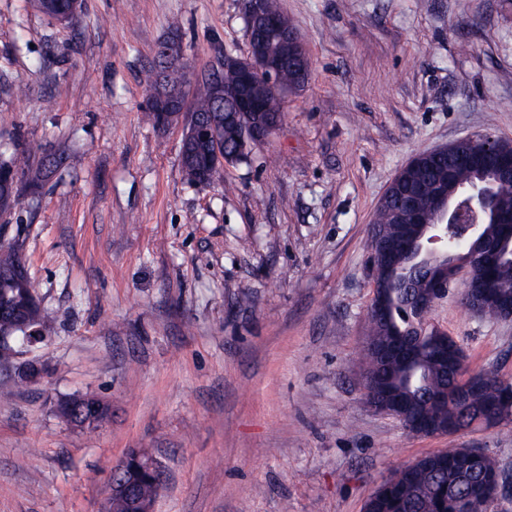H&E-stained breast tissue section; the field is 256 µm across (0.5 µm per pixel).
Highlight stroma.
<instances>
[{"label": "stroma", "mask_w": 512, "mask_h": 512, "mask_svg": "<svg viewBox=\"0 0 512 512\" xmlns=\"http://www.w3.org/2000/svg\"><path fill=\"white\" fill-rule=\"evenodd\" d=\"M279 3L308 81L248 162L197 184L186 119L148 118L155 50L179 30L198 77L246 55L243 0H81L69 25L0 0V143L66 157L0 224L24 227L38 300L68 312L0 361V512H97L103 461L133 448L166 468L154 512H362L442 448L484 449L512 483V424L414 435L364 405L358 355L370 226L398 170L465 136L512 141V0ZM462 289L433 321L470 372L512 380V321ZM86 391L111 418L56 416Z\"/></svg>", "instance_id": "stroma-1"}]
</instances>
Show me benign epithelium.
Segmentation results:
<instances>
[{
    "label": "benign epithelium",
    "mask_w": 512,
    "mask_h": 512,
    "mask_svg": "<svg viewBox=\"0 0 512 512\" xmlns=\"http://www.w3.org/2000/svg\"><path fill=\"white\" fill-rule=\"evenodd\" d=\"M249 53L241 58L224 53L217 70H229L236 75L233 103L224 107V127L237 123L238 113L264 111L268 96H280L285 91L281 81L284 62L305 77L310 60L293 29L265 9L263 0H252L248 12ZM156 56L161 61H184V46L177 38L168 37L159 43ZM164 74H159L151 100L159 108H169L179 94L161 89ZM275 128L262 122L242 133L245 145H257L270 138ZM453 157L454 169L448 180L434 184L416 181L398 208L390 214V223L370 237L374 279L371 301L375 320L383 325L388 319L387 288L395 281L410 282L413 291L411 305L417 315V332L433 339L437 361L453 376L452 384L443 386L428 397V404L454 408L446 421H437L428 414H415L403 402L401 392L389 386L380 374L399 364L408 363L411 343L407 339H392L373 346V362L363 367L361 380H371V390H363L364 403L373 412L396 418L413 434L449 435L465 429L457 411L470 409L476 397L488 389L487 379L464 370L463 352L457 341L430 321L436 305L448 296L451 283L462 279L468 307L477 314L493 306L498 319L512 320V303L497 297L483 270L512 253V248L500 239L492 238L487 230L490 219L497 224H512V212L496 206L493 190L484 183H460L456 169H482L490 172L498 183L512 182V142L490 135H471L448 145L414 155L397 173L395 179L416 171L420 159L442 152ZM512 417V382L498 383L495 412L479 414L471 425L493 427ZM155 475L160 465L154 458L142 459L127 455L115 464L112 479L105 490L99 512H110L112 499L125 502L128 512H153L142 497L136 473Z\"/></svg>",
    "instance_id": "benign-epithelium-1"
}]
</instances>
